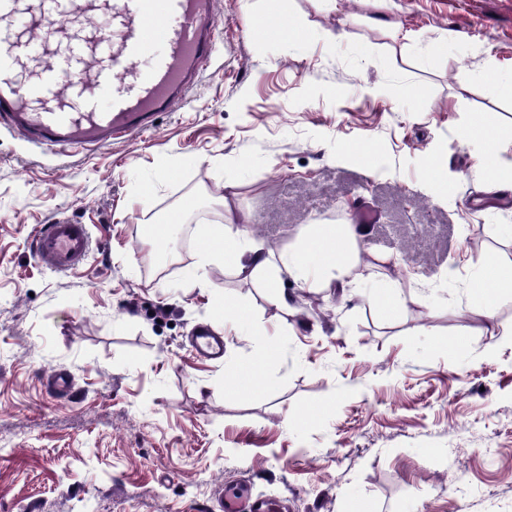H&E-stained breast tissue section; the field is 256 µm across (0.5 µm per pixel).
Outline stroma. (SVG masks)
Instances as JSON below:
<instances>
[{
  "label": "stroma",
  "mask_w": 512,
  "mask_h": 512,
  "mask_svg": "<svg viewBox=\"0 0 512 512\" xmlns=\"http://www.w3.org/2000/svg\"><path fill=\"white\" fill-rule=\"evenodd\" d=\"M394 3L374 27L382 0H278L277 38L216 0V57L153 131L62 153L0 127V512H214L238 484L288 512H512V300L472 298L488 254L512 261V191L463 137L489 114L512 145V93L480 77L512 76V0ZM363 210L343 294L284 275V307L201 262L212 224L280 256ZM60 221L92 239L62 273L32 253ZM202 325L222 358L192 351Z\"/></svg>",
  "instance_id": "35a3bbf8"
}]
</instances>
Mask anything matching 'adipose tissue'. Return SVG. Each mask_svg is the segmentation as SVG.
Returning <instances> with one entry per match:
<instances>
[{"instance_id": "adipose-tissue-1", "label": "adipose tissue", "mask_w": 512, "mask_h": 512, "mask_svg": "<svg viewBox=\"0 0 512 512\" xmlns=\"http://www.w3.org/2000/svg\"><path fill=\"white\" fill-rule=\"evenodd\" d=\"M211 239L222 241L223 251L204 255L207 263L225 261L246 264L250 274L265 275L269 258L257 244L238 235L228 224H219L209 231ZM355 225H321L312 231L301 246L289 252L283 261L292 281L301 286L316 287L322 276L329 275L343 282L360 259L356 247Z\"/></svg>"}]
</instances>
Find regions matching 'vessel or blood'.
<instances>
[{
	"label": "vessel or blood",
	"mask_w": 512,
	"mask_h": 512,
	"mask_svg": "<svg viewBox=\"0 0 512 512\" xmlns=\"http://www.w3.org/2000/svg\"><path fill=\"white\" fill-rule=\"evenodd\" d=\"M81 0H0V127L46 148L88 150L153 129L156 118L181 105L216 52L215 0H112V22L100 57L87 40L70 42L44 65L38 79L21 85L12 71L47 48L58 16H73ZM43 21L37 37L20 36L12 25L22 12ZM166 50L144 75L133 62L156 43ZM112 103L98 110L97 97ZM91 241L82 224L40 225L33 238L37 259L67 271L83 263ZM221 512H282L271 499H258L236 486L226 487Z\"/></svg>",
	"instance_id": "vessel-or-blood-1"
}]
</instances>
